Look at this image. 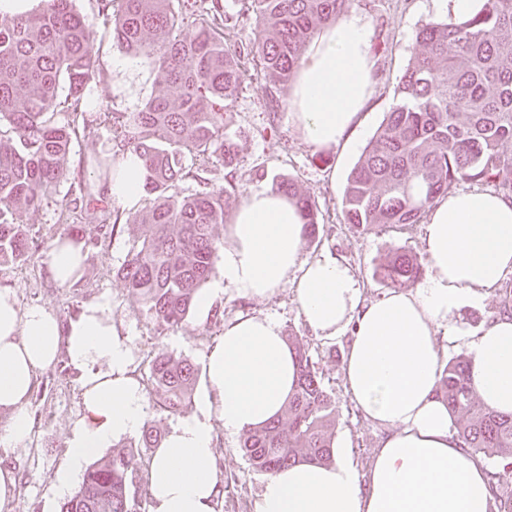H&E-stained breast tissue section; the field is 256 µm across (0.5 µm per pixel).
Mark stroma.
I'll list each match as a JSON object with an SVG mask.
<instances>
[{
	"label": "stroma",
	"instance_id": "1",
	"mask_svg": "<svg viewBox=\"0 0 512 512\" xmlns=\"http://www.w3.org/2000/svg\"><path fill=\"white\" fill-rule=\"evenodd\" d=\"M74 9L93 24L96 53L104 88L86 97L85 109L102 113L112 109L131 111L160 87L161 77L146 59H126L123 69L114 61L124 59L112 41L110 18L102 16L98 0H74ZM351 15L360 17L370 30V51L376 62L373 95L352 128L336 145L318 148L305 142L289 120V91L280 94L281 106L270 111L259 84L248 83L233 103L240 134L238 139V187L240 193L271 187L274 177L293 179L300 190L318 206L319 234L305 241L311 258H330L347 267L360 284V297L374 302L388 294V286L375 274L377 266L394 250L423 252V224L412 226L380 224L369 230L345 224L341 199L347 176L363 149L376 133L393 102L394 89L414 53L413 34L423 23L446 16L447 0H354ZM113 147L107 126L79 130L66 158L67 171H80L84 181L96 179L92 157ZM264 169L265 178L254 175ZM76 203L69 180H62L40 206L17 214V222L30 237L23 261L0 265V287L12 288L21 306L41 305L62 320L77 317L83 307L100 296L112 301V323L131 341L132 371L146 381L152 352L167 350L204 367L209 346L223 331L224 321L249 312L278 319L284 333H293L308 345L323 386L336 406L335 447L345 449L360 474H367L373 456L388 430L365 417L346 391L342 364L349 336L314 335L300 316L291 289L258 302L227 292L215 297L214 307L224 314L214 322L198 308H191L181 326L162 327L145 308L129 296L116 271L133 245L150 233L148 225L136 223L135 210H126L127 221L117 232L107 233L101 225L113 210L112 203L92 202L83 222L84 262L80 278L67 287L58 286L47 268V254L57 238L66 236ZM512 287V274L503 285L484 291L479 300H464L455 313V326L448 335L438 336L443 360L463 355V344L495 318L505 314L504 291ZM34 421L33 434L24 444L0 454V462L16 478L11 512H59L61 500L55 494L56 479L66 460L67 439L75 421L83 416L80 374L59 373L49 368L40 373L29 399ZM216 456L224 496L217 512H256L258 494L265 473L256 470L240 449V436L214 428Z\"/></svg>",
	"mask_w": 512,
	"mask_h": 512
}]
</instances>
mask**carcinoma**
I'll return each mask as SVG.
<instances>
[{
    "instance_id": "1",
    "label": "carcinoma",
    "mask_w": 512,
    "mask_h": 512,
    "mask_svg": "<svg viewBox=\"0 0 512 512\" xmlns=\"http://www.w3.org/2000/svg\"><path fill=\"white\" fill-rule=\"evenodd\" d=\"M112 17V41L124 53L146 58L162 87L134 111L104 113L120 150L144 165V190L151 206L135 222L149 237L128 253L117 275L129 296L175 328L189 313L214 269L220 241L215 227L240 202L232 104L247 82L262 81L271 110L280 87L292 82L302 56L325 27L349 12L354 0H243L256 38L232 42L222 0H120ZM94 31L73 0H47L25 15H0V122L15 138L0 139V264L22 259L29 239L16 224L22 208L38 206L66 178L70 123L54 120L61 83L68 84L67 110L81 112L85 93L100 82L92 53ZM412 61L399 79L386 117L347 178L341 200L345 223L420 222L435 200L460 181L491 183L512 198V0H486L475 15L422 24L414 36ZM224 161V187H203L181 196L178 185L199 177L211 158ZM117 155L93 159L99 177H112ZM288 195L304 224V237L318 231V208L294 181L273 180ZM423 262L394 251L379 266L391 288L420 277ZM297 359V385L283 414L247 431L240 448L258 470L273 474L298 463L329 464L335 406L322 386L305 344L287 337ZM197 369L165 350L151 360L149 380L156 404L175 415L193 390ZM439 392L456 429L459 447L474 458L495 457L487 473L498 493L512 472V414L486 407L469 383L459 358L442 368ZM160 430L145 424L142 448L160 445ZM134 452L93 462L60 512H146L135 478Z\"/></svg>"
}]
</instances>
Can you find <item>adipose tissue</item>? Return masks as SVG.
Segmentation results:
<instances>
[{
	"label": "adipose tissue",
	"mask_w": 512,
	"mask_h": 512,
	"mask_svg": "<svg viewBox=\"0 0 512 512\" xmlns=\"http://www.w3.org/2000/svg\"><path fill=\"white\" fill-rule=\"evenodd\" d=\"M374 62L366 23L346 16L323 29L297 70L290 121L316 146L336 143L373 93ZM113 205L130 208L144 194L142 160L121 155L103 185ZM224 278L198 297L210 310L226 291L263 300L292 288L314 334L350 333L343 362L346 390L368 418L389 429L368 474L345 453L333 463L296 464L263 483L257 512H488L486 469L460 448L454 419L438 397L442 355L436 342L461 300L497 287L512 273V201L473 189L438 198L427 211L425 278L407 292L360 300L349 269L303 252L304 225L295 204L269 188L250 190L233 212ZM110 300L84 306L64 322L43 306L20 307L0 288V447L31 433L30 395L40 371L59 354L81 371L85 417L68 439L55 486L69 494L85 463L123 437L140 432L147 400L133 376L128 337L112 324ZM472 385L485 406L512 413V317L502 316L466 346ZM207 386L197 414L173 426L148 472L151 512H215L219 475L214 423L226 434L265 424L282 411L296 381V363L271 316L247 314L225 323L205 356Z\"/></svg>",
	"instance_id": "1"
}]
</instances>
